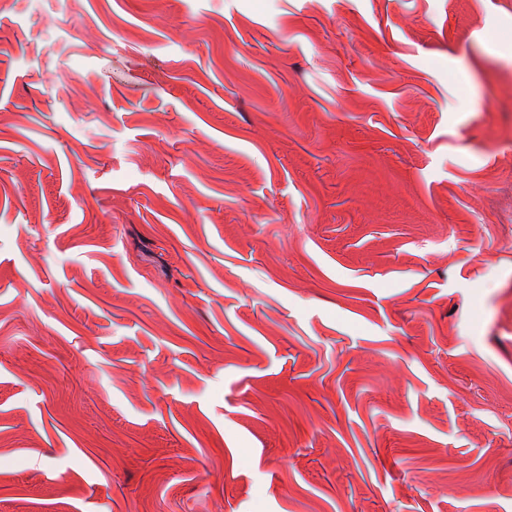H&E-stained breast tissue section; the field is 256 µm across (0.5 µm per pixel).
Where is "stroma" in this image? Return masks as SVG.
I'll return each instance as SVG.
<instances>
[{
	"mask_svg": "<svg viewBox=\"0 0 512 512\" xmlns=\"http://www.w3.org/2000/svg\"><path fill=\"white\" fill-rule=\"evenodd\" d=\"M512 0H0V512H512Z\"/></svg>",
	"mask_w": 512,
	"mask_h": 512,
	"instance_id": "1",
	"label": "stroma"
}]
</instances>
